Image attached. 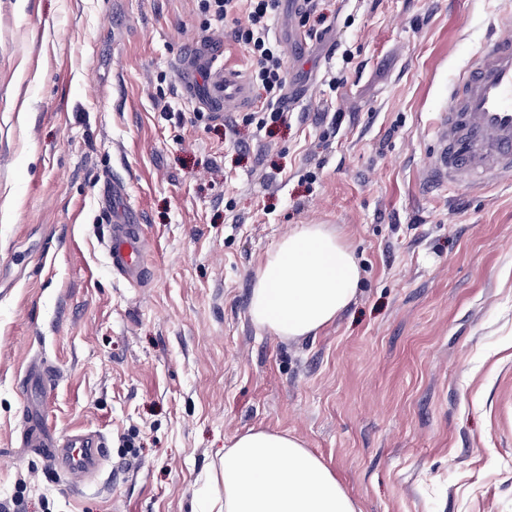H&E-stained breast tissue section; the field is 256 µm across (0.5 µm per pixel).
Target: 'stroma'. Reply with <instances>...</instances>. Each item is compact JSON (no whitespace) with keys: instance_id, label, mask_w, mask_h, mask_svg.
I'll return each mask as SVG.
<instances>
[{"instance_id":"obj_1","label":"stroma","mask_w":512,"mask_h":512,"mask_svg":"<svg viewBox=\"0 0 512 512\" xmlns=\"http://www.w3.org/2000/svg\"><path fill=\"white\" fill-rule=\"evenodd\" d=\"M512 0H320L332 30L290 79L310 96L259 130L181 94L210 39L199 0H0V512H211L224 445L289 432L363 512H512V188L426 179L448 86ZM347 80L330 85L332 74ZM124 181L150 275L104 242ZM328 224L364 270L318 335L248 317L268 252ZM44 359L51 388L24 376ZM63 437L101 432L89 483L20 445L31 404Z\"/></svg>"}]
</instances>
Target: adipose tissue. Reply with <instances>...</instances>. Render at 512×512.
Segmentation results:
<instances>
[{
    "label": "adipose tissue",
    "instance_id": "ef3b65f1",
    "mask_svg": "<svg viewBox=\"0 0 512 512\" xmlns=\"http://www.w3.org/2000/svg\"><path fill=\"white\" fill-rule=\"evenodd\" d=\"M353 250L326 224H306L267 255L251 288L252 323L284 339L313 336L354 301ZM219 512H362L333 472L288 432L250 430L224 449Z\"/></svg>",
    "mask_w": 512,
    "mask_h": 512
}]
</instances>
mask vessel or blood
Segmentation results:
<instances>
[{"label":"vessel or blood","instance_id":"obj_1","mask_svg":"<svg viewBox=\"0 0 512 512\" xmlns=\"http://www.w3.org/2000/svg\"><path fill=\"white\" fill-rule=\"evenodd\" d=\"M184 97L196 108L219 115L251 101L245 77L225 67L221 53L202 41L178 65ZM429 181L445 188L512 186V12L504 11L497 30L484 39L463 73L448 89V105L431 122ZM143 229L116 220L108 241L113 271L127 282L143 283L148 264L142 254ZM21 442L38 449L47 465L84 481L109 458L106 438L94 431L55 436L45 420L31 416Z\"/></svg>","mask_w":512,"mask_h":512}]
</instances>
